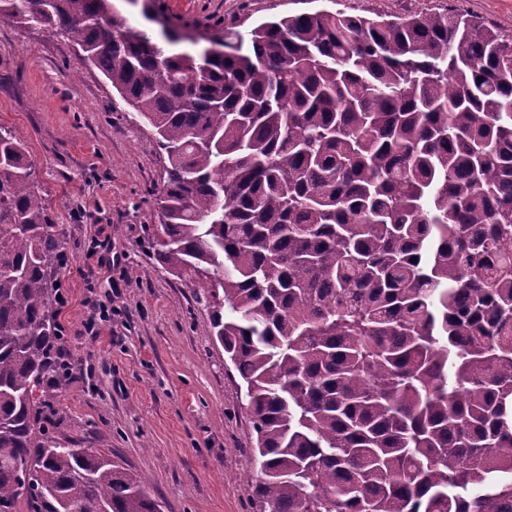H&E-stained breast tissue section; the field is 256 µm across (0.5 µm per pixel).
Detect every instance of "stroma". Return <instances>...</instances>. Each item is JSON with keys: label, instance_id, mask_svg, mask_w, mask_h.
<instances>
[{"label": "stroma", "instance_id": "1", "mask_svg": "<svg viewBox=\"0 0 512 512\" xmlns=\"http://www.w3.org/2000/svg\"><path fill=\"white\" fill-rule=\"evenodd\" d=\"M322 9L463 13L512 39V0H157L151 20L123 7L154 40L167 26L202 49L214 34L234 40ZM0 124L28 147L66 258L56 275L68 296L56 309L59 346L81 372L56 405L60 434L147 476L162 512H256L242 481L255 471L244 388L196 285L151 249L167 164L152 132L72 43L34 24L0 25ZM88 298L112 310L95 336L84 327Z\"/></svg>", "mask_w": 512, "mask_h": 512}]
</instances>
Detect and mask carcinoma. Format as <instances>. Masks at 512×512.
I'll use <instances>...</instances> for the list:
<instances>
[{
  "label": "carcinoma",
  "mask_w": 512,
  "mask_h": 512,
  "mask_svg": "<svg viewBox=\"0 0 512 512\" xmlns=\"http://www.w3.org/2000/svg\"><path fill=\"white\" fill-rule=\"evenodd\" d=\"M72 42L168 165L155 255L244 383L256 512H512V40L318 10L164 52L111 0H0ZM62 239L0 125V512H159L57 434Z\"/></svg>",
  "instance_id": "carcinoma-1"
}]
</instances>
